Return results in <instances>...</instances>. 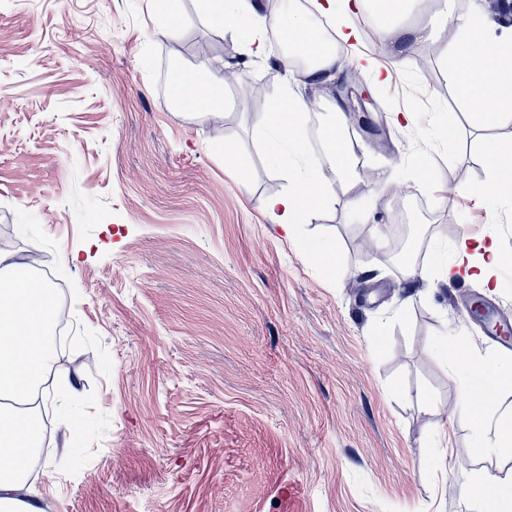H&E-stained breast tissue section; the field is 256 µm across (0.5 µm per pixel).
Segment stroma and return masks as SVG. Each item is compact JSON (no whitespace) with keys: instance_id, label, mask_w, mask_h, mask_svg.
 Returning a JSON list of instances; mask_svg holds the SVG:
<instances>
[{"instance_id":"1","label":"stroma","mask_w":512,"mask_h":512,"mask_svg":"<svg viewBox=\"0 0 512 512\" xmlns=\"http://www.w3.org/2000/svg\"><path fill=\"white\" fill-rule=\"evenodd\" d=\"M171 6L186 23L165 34L156 0H0V250L38 256L77 327L45 391L81 428L68 452L46 431L41 512H479L465 486L512 476V451L476 452L437 341L497 352L470 299L512 317V268L501 286L446 282L430 251L492 229L512 259V201L484 149L512 123L473 136L441 65L448 33L400 55L373 30L360 42L384 83L353 62L310 83L249 55L235 17ZM173 62L224 78L223 119L177 106ZM353 74L376 107L338 129L358 143L351 187L287 238L266 211L288 181L262 115L302 96L305 158L326 165L321 130ZM396 107L415 125L395 127ZM476 186L496 203L457 194ZM400 226L428 277L392 259ZM312 243L334 246L335 272ZM445 435L443 463L425 448Z\"/></svg>"}]
</instances>
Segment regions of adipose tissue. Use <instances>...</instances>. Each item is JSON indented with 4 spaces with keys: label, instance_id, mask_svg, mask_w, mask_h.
Segmentation results:
<instances>
[{
    "label": "adipose tissue",
    "instance_id": "1",
    "mask_svg": "<svg viewBox=\"0 0 512 512\" xmlns=\"http://www.w3.org/2000/svg\"><path fill=\"white\" fill-rule=\"evenodd\" d=\"M415 0H311L301 12H283L268 19L259 0H200L202 14L223 24L226 10H233L237 28L250 53L267 56V30L276 27L290 54L281 56L284 69H291L297 56L311 58L303 75L309 80L332 76L341 69L359 34L349 19L373 12L383 28L391 31L398 53L431 39L437 27L452 30L454 41L443 59L448 77L465 103L481 101L472 112L474 130L512 119V79L501 76L512 59V32L491 33L488 21L476 14L461 13L453 0H438L439 23H405ZM174 92L183 94L185 108L213 116L223 113L225 85L209 72L175 73ZM308 123V106L299 95L283 91L262 117L271 143L299 157ZM324 136L332 146L329 170L316 166L288 165V190L270 197L266 210L275 224L293 233L296 224L336 202V189L350 185L349 160L354 145L342 139L335 126ZM454 258L441 265L442 279L456 270L476 264L484 277L501 271L502 260L492 233L461 237L453 247ZM58 307L52 288L36 281L27 266L0 250V512H40L32 500L28 474L37 448L44 441L45 420L60 409L39 394L55 363L54 328ZM443 343L453 356L450 371L460 379L467 400L479 451L491 452L512 446V415H495L486 392H501L512 386V358L487 357L472 351L464 338L447 336Z\"/></svg>",
    "mask_w": 512,
    "mask_h": 512
}]
</instances>
